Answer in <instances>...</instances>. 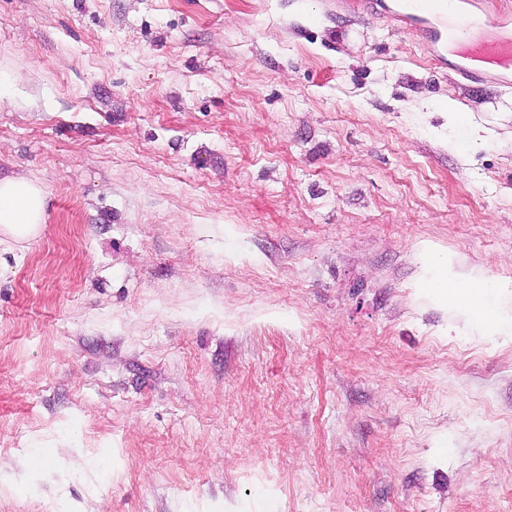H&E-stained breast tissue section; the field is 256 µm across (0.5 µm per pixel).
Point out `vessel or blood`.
<instances>
[{
	"instance_id": "1",
	"label": "vessel or blood",
	"mask_w": 512,
	"mask_h": 512,
	"mask_svg": "<svg viewBox=\"0 0 512 512\" xmlns=\"http://www.w3.org/2000/svg\"><path fill=\"white\" fill-rule=\"evenodd\" d=\"M407 32L421 38L429 53L468 81L512 85V11L499 0H462V12L448 11L446 0H369ZM481 58L497 66L490 73L471 67Z\"/></svg>"
}]
</instances>
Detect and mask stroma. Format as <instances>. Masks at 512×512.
I'll return each mask as SVG.
<instances>
[{"label":"stroma","mask_w":512,"mask_h":512,"mask_svg":"<svg viewBox=\"0 0 512 512\" xmlns=\"http://www.w3.org/2000/svg\"><path fill=\"white\" fill-rule=\"evenodd\" d=\"M466 119H448L449 103ZM0 512H512V88L359 0H0ZM42 187L22 178L0 179V235L15 243L34 238L45 221ZM433 261L439 276L424 289L444 299L449 308L469 315L483 332L490 335L496 333L507 318L499 308L485 304L484 283L477 280H448L447 259L436 256Z\"/></svg>","instance_id":"35a3bbf8"}]
</instances>
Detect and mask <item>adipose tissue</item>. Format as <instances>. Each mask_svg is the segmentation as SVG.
<instances>
[{
  "mask_svg": "<svg viewBox=\"0 0 512 512\" xmlns=\"http://www.w3.org/2000/svg\"><path fill=\"white\" fill-rule=\"evenodd\" d=\"M46 202L42 187L22 178L0 179V235L14 242L34 238L45 221ZM439 270L429 282V292L446 301L449 308L469 315L485 333H496L506 321L503 312L485 302L486 288L477 280L458 281L448 277V263L436 259Z\"/></svg>",
  "mask_w": 512,
  "mask_h": 512,
  "instance_id": "ef3b65f1",
  "label": "adipose tissue"
}]
</instances>
